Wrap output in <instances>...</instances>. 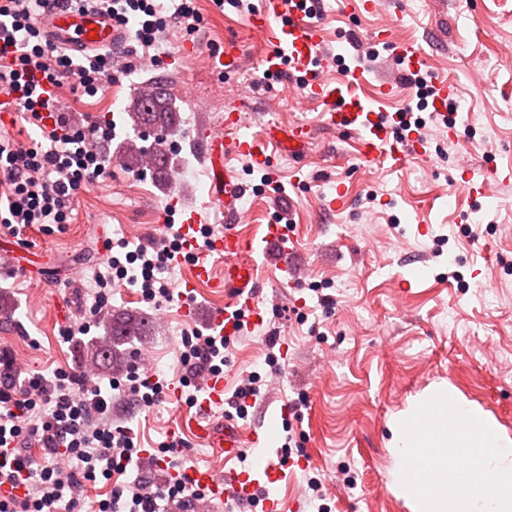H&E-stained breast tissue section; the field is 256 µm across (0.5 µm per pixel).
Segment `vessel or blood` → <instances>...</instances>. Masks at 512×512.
Instances as JSON below:
<instances>
[{
  "label": "vessel or blood",
  "instance_id": "vessel-or-blood-1",
  "mask_svg": "<svg viewBox=\"0 0 512 512\" xmlns=\"http://www.w3.org/2000/svg\"><path fill=\"white\" fill-rule=\"evenodd\" d=\"M307 9V0H262L261 7L250 15L249 30L259 34L268 46L261 58L263 71L274 78L285 76L299 82L307 98L322 104L330 126L362 134L366 160H387L393 167H403L412 156L422 153V140L398 134L393 127L379 123L373 104L357 91L362 73L338 82L324 78L327 61L322 53V31L317 24L305 21ZM41 25L51 42L69 49L106 48L121 39L111 21L94 11L61 7L44 16ZM392 50L403 71H427V56L414 43H396ZM431 86L432 108L438 113L446 112L449 100L456 93L455 87L436 76L432 77ZM244 125L242 113L231 112L224 119L222 131L203 132L207 204L223 210L226 225L220 233L211 234L209 247L202 250L198 247L201 232L198 214L183 213L182 238L173 256L174 264L185 261L190 264L189 275L178 285L183 318L195 317L193 296L201 286L229 291V302L211 315L213 329L224 336L238 335L245 324L259 326L264 322V313L256 298V266L248 256L251 243L236 228L241 217L240 203L247 188L233 168L225 164L224 154L232 152L268 169L273 165V151L300 153L312 137L311 128L304 123L292 124L284 130L272 123L261 135L244 133ZM228 131L235 134L229 141L224 138ZM226 388L224 375L209 376L194 400V415L181 418L168 432L169 443L175 445L187 434L210 445L217 455L224 457V465H196L170 471L166 468L165 456L156 449H144L142 456L153 468L167 470L169 482L189 480L205 487L212 500L230 501L240 512H250L257 476H264L267 483L274 484L281 479L285 467L278 457L265 458L263 469L258 473L241 466L244 440L239 430L233 425H215L211 420L216 408L224 404Z\"/></svg>",
  "mask_w": 512,
  "mask_h": 512
}]
</instances>
